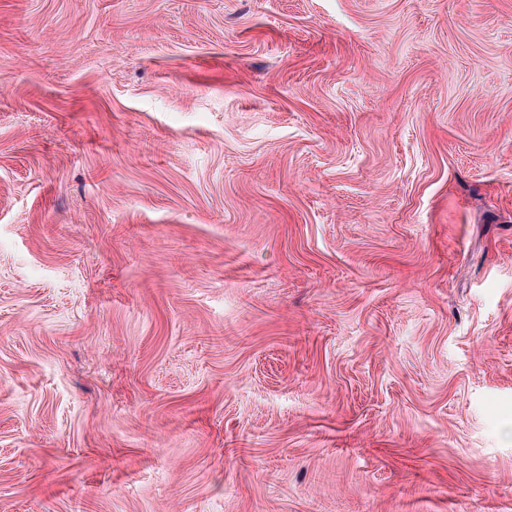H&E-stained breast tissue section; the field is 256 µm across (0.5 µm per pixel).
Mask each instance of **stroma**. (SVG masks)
<instances>
[{"instance_id": "obj_1", "label": "stroma", "mask_w": 512, "mask_h": 512, "mask_svg": "<svg viewBox=\"0 0 512 512\" xmlns=\"http://www.w3.org/2000/svg\"><path fill=\"white\" fill-rule=\"evenodd\" d=\"M0 512H512V0H0Z\"/></svg>"}]
</instances>
